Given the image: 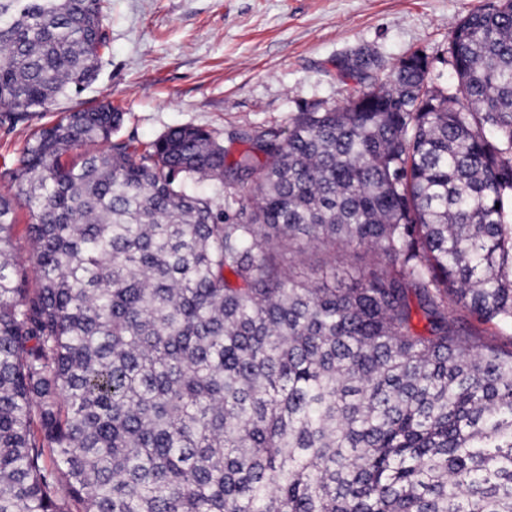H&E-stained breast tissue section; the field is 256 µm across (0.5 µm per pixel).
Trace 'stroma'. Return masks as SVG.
Instances as JSON below:
<instances>
[{"label":"stroma","mask_w":512,"mask_h":512,"mask_svg":"<svg viewBox=\"0 0 512 512\" xmlns=\"http://www.w3.org/2000/svg\"><path fill=\"white\" fill-rule=\"evenodd\" d=\"M497 0H105L97 80L26 120L0 119V174L16 168L31 133L59 112L109 102L125 114L124 137L149 142L171 128L226 132L287 128L312 103L341 104L329 75L359 49L385 66L413 52L428 81L454 92L453 25Z\"/></svg>","instance_id":"35a3bbf8"}]
</instances>
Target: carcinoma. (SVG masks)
<instances>
[{
  "label": "carcinoma",
  "instance_id": "carcinoma-1",
  "mask_svg": "<svg viewBox=\"0 0 512 512\" xmlns=\"http://www.w3.org/2000/svg\"><path fill=\"white\" fill-rule=\"evenodd\" d=\"M103 0H0V109L90 86ZM344 56L287 130L60 113L0 191V512H512V0ZM206 182L205 192L188 184ZM29 215L28 262L13 242ZM362 249L314 280L307 249Z\"/></svg>",
  "mask_w": 512,
  "mask_h": 512
}]
</instances>
